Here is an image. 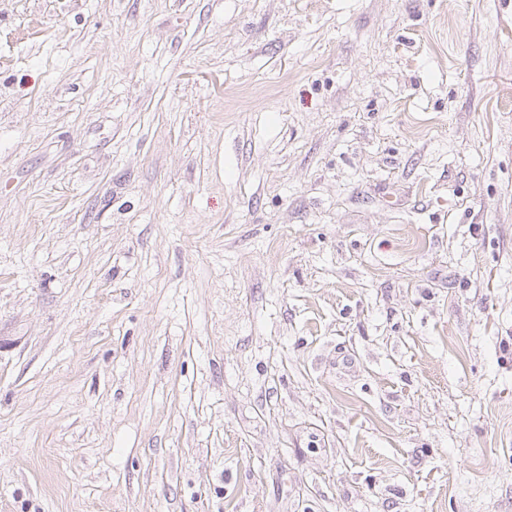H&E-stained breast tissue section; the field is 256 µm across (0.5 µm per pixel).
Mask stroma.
<instances>
[{
  "mask_svg": "<svg viewBox=\"0 0 512 512\" xmlns=\"http://www.w3.org/2000/svg\"><path fill=\"white\" fill-rule=\"evenodd\" d=\"M0 512H512V0H0Z\"/></svg>",
  "mask_w": 512,
  "mask_h": 512,
  "instance_id": "1",
  "label": "stroma"
}]
</instances>
